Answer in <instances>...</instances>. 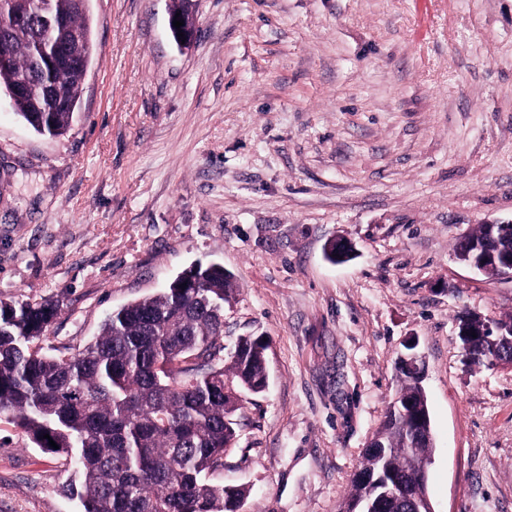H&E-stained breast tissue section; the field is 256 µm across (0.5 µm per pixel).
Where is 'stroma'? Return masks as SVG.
I'll use <instances>...</instances> for the list:
<instances>
[{
  "label": "stroma",
  "instance_id": "1",
  "mask_svg": "<svg viewBox=\"0 0 512 512\" xmlns=\"http://www.w3.org/2000/svg\"><path fill=\"white\" fill-rule=\"evenodd\" d=\"M88 0L76 118L38 134L0 91V301H49L67 355L185 268L239 285L226 348L269 342L214 485L243 512H336L416 342L435 512H512V369L473 366L460 316L512 279L455 256L512 219V0ZM334 238L347 261L325 256ZM70 456L0 419V512H80Z\"/></svg>",
  "mask_w": 512,
  "mask_h": 512
}]
</instances>
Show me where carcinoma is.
I'll return each mask as SVG.
<instances>
[{"mask_svg":"<svg viewBox=\"0 0 512 512\" xmlns=\"http://www.w3.org/2000/svg\"><path fill=\"white\" fill-rule=\"evenodd\" d=\"M5 5L31 22L11 35L0 88L28 76V93L14 101L17 114L39 134L62 135L78 109L84 62L92 60L88 11L74 0ZM49 26L85 38L84 55L69 59L59 89L38 61ZM237 291L223 265L194 264L156 294L114 310L95 339L69 356L48 355L39 345L56 315L52 304L0 302V417L37 447L71 455L82 476L83 512H230L246 495L206 482L224 467V450L236 438V390L259 393L268 384L262 336L239 338L224 365V305ZM494 340L469 338L468 359L492 364ZM400 379L397 405L387 407L360 470L407 487L433 446L426 438L407 443L415 414L430 411L419 380L405 371ZM371 492L353 479L338 512H351Z\"/></svg>","mask_w":512,"mask_h":512,"instance_id":"carcinoma-1","label":"carcinoma"}]
</instances>
